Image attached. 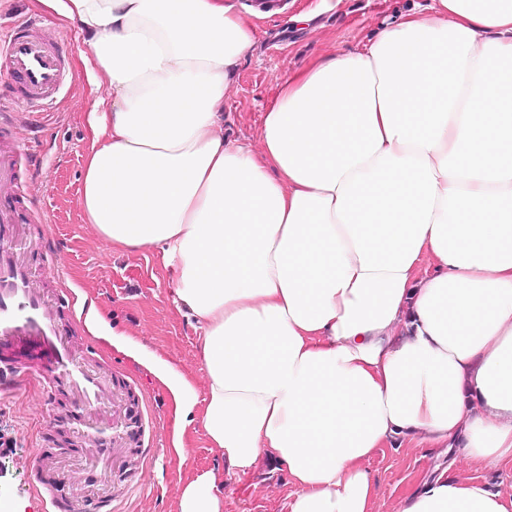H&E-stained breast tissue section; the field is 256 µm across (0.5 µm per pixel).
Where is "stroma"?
Returning <instances> with one entry per match:
<instances>
[{"label":"stroma","mask_w":512,"mask_h":512,"mask_svg":"<svg viewBox=\"0 0 512 512\" xmlns=\"http://www.w3.org/2000/svg\"><path fill=\"white\" fill-rule=\"evenodd\" d=\"M239 2L256 15L259 46L226 95L224 133L256 150L261 116L288 71L328 52L349 51L395 23L400 11L427 7L431 0H280L273 11L264 9L261 0ZM301 11L314 15L308 27L294 21ZM24 16L35 18L63 41L74 76L56 106L34 123L27 107L13 98L8 75L0 72V105L15 114L17 137L33 156L19 193L25 203L51 216L47 227L35 225L31 232L49 233V253L62 272L61 278L43 279L40 286L52 295L69 286L92 298L114 338L104 341L72 323L70 346L91 366L129 384L135 395L131 410L141 424L133 478L121 479L118 469L68 452L54 455L51 465L66 484L87 483L93 492L110 494L116 512H178L182 486L198 472L223 467L224 461L200 427L191 433L186 458L175 455L169 441L175 425L172 397L147 358L160 356L190 377L197 392H204L194 323L169 304L175 275L156 250L105 249L95 225L85 223L78 192L89 143L86 114L98 95L84 70L85 44L77 27L60 24L50 13L34 9L30 0H0V26ZM51 416L63 422L67 438L77 436L80 424L64 391L30 386L0 397L1 505L17 512H43L44 498L32 489L33 469L48 445L41 425ZM439 465L449 466L450 477L459 480L473 475L465 460L449 463L435 448H389L377 454L369 468L379 484V512H397L417 478ZM224 481V512H287L288 474L266 460L247 473L226 475Z\"/></svg>","instance_id":"35a3bbf8"}]
</instances>
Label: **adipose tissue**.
Returning a JSON list of instances; mask_svg holds the SVG:
<instances>
[{
	"label": "adipose tissue",
	"instance_id": "1",
	"mask_svg": "<svg viewBox=\"0 0 512 512\" xmlns=\"http://www.w3.org/2000/svg\"><path fill=\"white\" fill-rule=\"evenodd\" d=\"M85 36L102 93L79 207L156 249L199 332L206 394L168 362L173 446L203 427L225 473L288 471L287 512H377L387 448L512 466V0H433L289 73L260 150L224 135L258 44L238 0H34ZM398 512H512V488L439 473Z\"/></svg>",
	"mask_w": 512,
	"mask_h": 512
}]
</instances>
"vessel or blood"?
I'll list each match as a JSON object with an SVG mask.
<instances>
[{
	"label": "vessel or blood",
	"instance_id": "b4317fda",
	"mask_svg": "<svg viewBox=\"0 0 512 512\" xmlns=\"http://www.w3.org/2000/svg\"><path fill=\"white\" fill-rule=\"evenodd\" d=\"M0 50V70L7 71L18 97L31 104L52 105L68 78L66 56L58 40L34 22L13 23ZM26 155L12 129L10 114L0 115V385L29 380L57 381L67 388L76 410L92 409L111 395L112 385L88 365L76 361L59 322L60 307L78 315L75 291L46 297L31 272L32 254L45 253L44 239L32 237L27 225L44 223L45 215L22 206L17 194L19 161ZM121 412L86 425L83 445L109 458L107 435L119 433ZM111 502L72 497L67 503L46 501V512H110Z\"/></svg>",
	"mask_w": 512,
	"mask_h": 512
}]
</instances>
